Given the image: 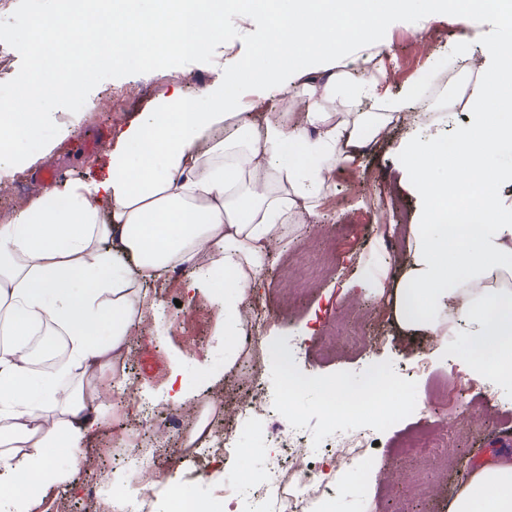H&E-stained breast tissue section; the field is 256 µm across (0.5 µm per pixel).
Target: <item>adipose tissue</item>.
<instances>
[{"mask_svg": "<svg viewBox=\"0 0 512 512\" xmlns=\"http://www.w3.org/2000/svg\"><path fill=\"white\" fill-rule=\"evenodd\" d=\"M59 0L36 16L30 65L0 113V154L21 140L42 144L51 120L47 94L73 93L99 69L151 70L171 59L212 55L224 44V15L244 0ZM269 36L236 86L261 84L268 101L304 102L254 127L223 80L172 95L119 135L108 175L32 200L0 224V493L38 500L59 483L50 448L79 447L107 416V389L53 391L33 372L29 338L39 326L65 337L68 365L84 379L121 370L128 338L158 301L145 287L166 271L196 266L224 306V366L232 368L245 331L241 310L272 241L314 215L325 171L356 161L367 139L396 112H333L336 98L361 99L355 79L286 84L312 54L335 59L340 37L370 25L359 0H261ZM472 122L454 149L412 142L402 153L425 200L409 228L411 261L392 292L405 329L458 336L473 374L512 388V209L496 187L512 169L489 158L512 148V99L498 71L469 95ZM209 264L197 267L200 253ZM449 307L447 320L437 312ZM448 512H512V458L483 465L448 503Z\"/></svg>", "mask_w": 512, "mask_h": 512, "instance_id": "ef3b65f1", "label": "adipose tissue"}]
</instances>
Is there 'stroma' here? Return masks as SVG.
<instances>
[{
	"label": "stroma",
	"mask_w": 512,
	"mask_h": 512,
	"mask_svg": "<svg viewBox=\"0 0 512 512\" xmlns=\"http://www.w3.org/2000/svg\"><path fill=\"white\" fill-rule=\"evenodd\" d=\"M39 7V0H0V95L12 96L29 67L28 45L23 38ZM268 36V20L260 10H228L224 20V54L190 58L173 66H161L148 74L98 71L73 97L52 96L44 111L64 119L78 116L77 132L43 152L35 164L15 167L21 182L0 188V216L12 218L44 192L65 182L91 181L100 177L106 154L122 127L153 110L174 85L194 89L212 84L222 73L248 59ZM512 46V26L480 10L447 9L444 6L390 7L376 14L375 23L357 43L343 42L335 62L314 59L305 70L309 80L324 81L338 66L360 57L369 61L365 78L377 82L376 93L361 106L337 99V112H383L410 88H418L420 101L406 102L404 118L388 127L355 163L329 175L330 190L317 215L288 243H272L262 284L251 299L260 306L265 326L255 350L241 352L240 366L224 368V346L216 334L224 320L223 308L208 287H201L194 300H186L184 276L167 272L149 293L160 303V313L135 329L131 351L124 362L122 378L111 373L98 377V384H123L146 415L132 412L109 418L101 431L81 447L48 449L47 455L62 471L64 482L50 486L31 512H56L67 503L68 512H94L97 503L90 484L128 491L147 490L149 512H178L168 478L179 475L187 497L223 504L225 486L247 481L261 484L270 459L271 440L282 435L278 417L252 415L237 423V452L216 454L202 464L188 440L201 419L212 418L221 406L241 402L252 385L276 391L282 385V353L295 348L293 371L305 387L286 400L296 427L308 429V452L321 458L328 434L338 426L371 422L375 441L371 449L372 477L359 481L346 477L339 492L321 506V512H394V495L407 497L409 512H448V503L458 492V472L475 471L486 459L507 450L483 445L505 423L512 421V390L470 372L460 349L444 348L440 337L400 329L389 317L386 296L378 283H393L405 270L408 242L391 239L386 226L369 222L381 191L396 193L404 203L408 223H417L424 205L401 167L398 145L417 138L426 143L453 140L471 121L470 109L449 110L457 93L443 83L450 63L476 56L482 67L496 66L497 50ZM439 113L430 124L414 122L418 108ZM369 336L383 337L382 345L358 349L347 340L351 327ZM424 350L433 370L451 372L465 383L457 401L461 421L452 435L453 457L394 459L392 450L419 419L439 424L440 415L429 412L428 374L410 377L407 409L390 419L372 410L346 415L331 414L321 407L318 382L344 379L363 386L374 369L389 377L405 376L409 358ZM178 378L189 399L175 405L166 400L170 378ZM135 428L141 434L140 456L149 458L152 470L136 473L123 453L113 451L112 432Z\"/></svg>",
	"instance_id": "35a3bbf8"
}]
</instances>
